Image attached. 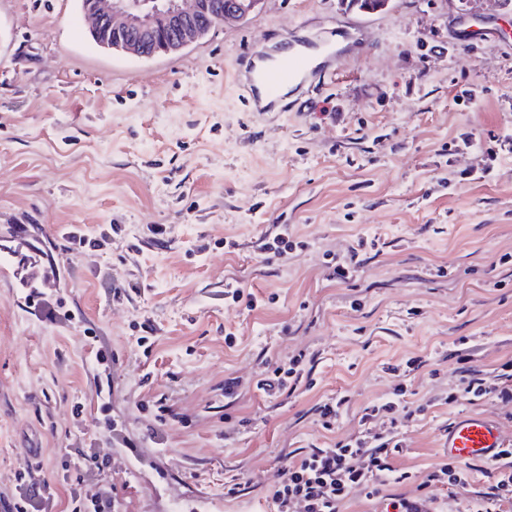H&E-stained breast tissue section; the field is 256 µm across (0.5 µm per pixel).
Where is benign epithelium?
I'll return each instance as SVG.
<instances>
[{"mask_svg":"<svg viewBox=\"0 0 512 512\" xmlns=\"http://www.w3.org/2000/svg\"><path fill=\"white\" fill-rule=\"evenodd\" d=\"M101 47L140 57L172 55L216 26L239 22L263 0H81Z\"/></svg>","mask_w":512,"mask_h":512,"instance_id":"obj_1","label":"benign epithelium"}]
</instances>
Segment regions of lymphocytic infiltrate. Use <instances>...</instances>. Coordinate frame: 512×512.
<instances>
[{
	"label": "lymphocytic infiltrate",
	"mask_w": 512,
	"mask_h": 512,
	"mask_svg": "<svg viewBox=\"0 0 512 512\" xmlns=\"http://www.w3.org/2000/svg\"><path fill=\"white\" fill-rule=\"evenodd\" d=\"M490 398L512 402V374L487 379L477 372L468 373L448 401L473 404ZM424 412V407H411L406 386H397L391 397L364 408L360 417L364 423L379 415L386 417L385 430L312 448L283 464L269 493L272 512H343L357 488L363 490L365 499L383 497L386 512H434L435 500L427 494L409 497L387 490L389 483L411 478L410 472H395L392 462L404 452L401 428ZM477 474L484 477L486 489L471 502L470 512H512L511 447L502 449L496 461L480 466L442 462L426 474L423 483L463 488Z\"/></svg>",
	"instance_id": "f902f5d3"
}]
</instances>
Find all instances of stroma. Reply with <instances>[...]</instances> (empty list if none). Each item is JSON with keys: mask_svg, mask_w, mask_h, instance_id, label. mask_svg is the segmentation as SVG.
Returning <instances> with one entry per match:
<instances>
[{"mask_svg": "<svg viewBox=\"0 0 512 512\" xmlns=\"http://www.w3.org/2000/svg\"><path fill=\"white\" fill-rule=\"evenodd\" d=\"M361 16L349 0H264L181 53L138 58L98 46L79 0H0V247L20 227L56 278L36 304L0 283V501L32 448L49 512L75 492L114 512H270L282 455L357 434L401 384L429 410L403 427L396 469L443 462L467 414L512 441V403L446 401L462 367L512 360V0H392L359 34ZM452 21L502 36L463 48ZM295 33L329 39L342 69L257 111L232 73ZM272 224L298 246L268 262ZM75 227L100 246L71 244ZM361 237L376 247L336 282ZM235 281L260 308L225 302ZM300 353L293 393L259 390ZM410 356L426 366L388 372ZM336 396L348 410L328 432L316 406ZM116 421L142 447L129 473ZM82 453L107 468L85 474Z\"/></svg>", "mask_w": 512, "mask_h": 512, "instance_id": "stroma-1", "label": "stroma"}]
</instances>
